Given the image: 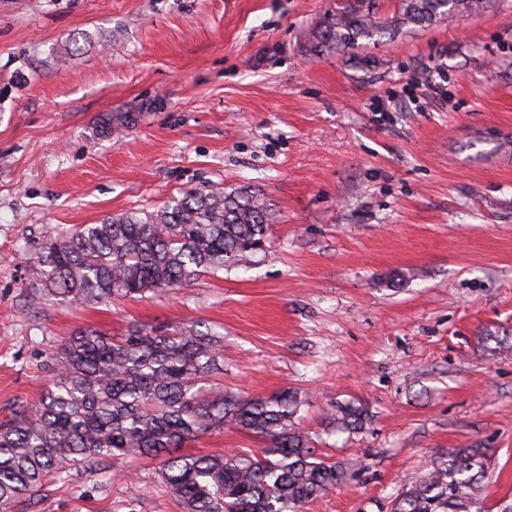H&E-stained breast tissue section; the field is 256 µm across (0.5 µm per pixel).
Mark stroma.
<instances>
[{
    "instance_id": "1",
    "label": "stroma",
    "mask_w": 512,
    "mask_h": 512,
    "mask_svg": "<svg viewBox=\"0 0 512 512\" xmlns=\"http://www.w3.org/2000/svg\"><path fill=\"white\" fill-rule=\"evenodd\" d=\"M340 0H0V419L76 330L222 334L225 392L303 399L348 478L303 512H393L448 448L491 449L512 501V0L310 57ZM124 112L121 137L98 133ZM277 220L246 268L109 304L37 298L44 243L191 189ZM364 427L332 432L337 405ZM261 442L225 426L191 455ZM159 460L103 459L11 512H183Z\"/></svg>"
}]
</instances>
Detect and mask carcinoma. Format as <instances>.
I'll use <instances>...</instances> for the list:
<instances>
[{
    "label": "carcinoma",
    "instance_id": "carcinoma-1",
    "mask_svg": "<svg viewBox=\"0 0 512 512\" xmlns=\"http://www.w3.org/2000/svg\"><path fill=\"white\" fill-rule=\"evenodd\" d=\"M487 0H401L393 25L427 26L450 13L478 14ZM380 30L371 0L325 17L307 52L348 48ZM106 114L101 132L129 127ZM274 212L243 189L189 190L157 214L123 213L84 224L41 247L40 295L71 303L173 290L204 273L245 267L265 250ZM222 337L190 326L139 328L114 339L96 328L73 333L52 357L54 373L38 402L19 401L0 422V512L34 496L50 479L101 458H162L161 477L185 512H301L345 483L296 422L294 391L267 397L227 393L207 378ZM364 410L338 406V432L362 427ZM232 424L261 438L256 453L185 455L184 443ZM489 449L450 448L403 488L394 512H480Z\"/></svg>",
    "mask_w": 512,
    "mask_h": 512
}]
</instances>
